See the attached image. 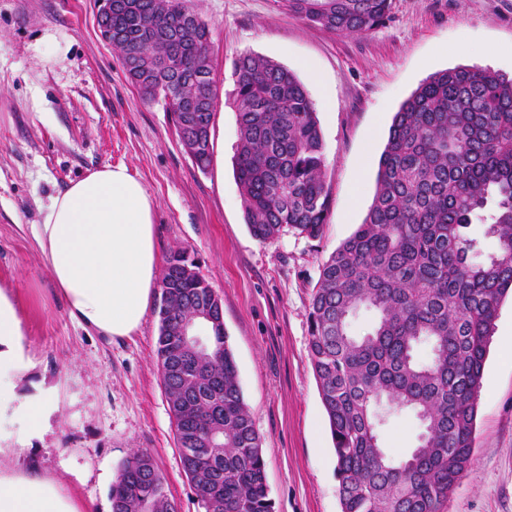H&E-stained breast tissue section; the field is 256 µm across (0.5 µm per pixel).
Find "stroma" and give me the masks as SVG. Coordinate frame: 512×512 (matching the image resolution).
<instances>
[{"instance_id": "stroma-1", "label": "stroma", "mask_w": 512, "mask_h": 512, "mask_svg": "<svg viewBox=\"0 0 512 512\" xmlns=\"http://www.w3.org/2000/svg\"><path fill=\"white\" fill-rule=\"evenodd\" d=\"M212 30L222 112L213 163L199 169L163 103L146 102L96 24V0H0V289L23 325L22 396L52 405L39 434L8 420L0 465L54 478L81 512H111L109 489L133 450L153 452L181 512H200L157 373V306L140 331L85 329L56 291L33 235L51 196L124 164L156 203L159 257L187 249L221 297L238 381L262 441L276 512H340L333 442L308 353L309 305L322 263L361 224L401 103L457 66L512 77V0H392L362 36L307 25L275 0H186ZM500 47L497 55L488 46ZM292 71L317 110L329 221L319 238L250 233L234 177L227 99L240 54ZM420 433L407 412L379 428L395 457ZM440 512H512V297L502 300L478 403L473 459Z\"/></svg>"}]
</instances>
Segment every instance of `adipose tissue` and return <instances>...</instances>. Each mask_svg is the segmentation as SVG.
<instances>
[{
  "label": "adipose tissue",
  "mask_w": 512,
  "mask_h": 512,
  "mask_svg": "<svg viewBox=\"0 0 512 512\" xmlns=\"http://www.w3.org/2000/svg\"><path fill=\"white\" fill-rule=\"evenodd\" d=\"M155 201L126 166L104 165L70 182L47 206L36 239L70 313L88 329L129 337L143 325L158 280ZM22 321L0 289V414L21 411L40 431L49 398H23L17 381L27 364ZM0 512H80L57 482L0 468Z\"/></svg>",
  "instance_id": "ef3b65f1"
}]
</instances>
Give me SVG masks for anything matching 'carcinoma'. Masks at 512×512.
Listing matches in <instances>:
<instances>
[{
    "label": "carcinoma",
    "instance_id": "obj_1",
    "mask_svg": "<svg viewBox=\"0 0 512 512\" xmlns=\"http://www.w3.org/2000/svg\"><path fill=\"white\" fill-rule=\"evenodd\" d=\"M306 24L366 35L392 0H276ZM155 40L124 67L149 102L164 101L188 135L196 166L209 162L219 104L211 30L184 0H112V45ZM178 56L185 69L161 64ZM230 97L239 143L235 174L251 234L284 229L318 238L330 213L315 105L283 65L253 54L235 61ZM472 224L497 250L477 262ZM183 251L169 254L160 282L157 362L175 423L183 472L202 512H275L261 440L244 401L214 290ZM512 293V78L458 66L423 81L395 113L380 155L374 198L362 224L322 264L310 312L308 350L336 458L340 512H440L471 464L487 346L502 299ZM214 308L210 349L178 353L179 321ZM361 306L377 321L353 336ZM429 358L418 357L420 346ZM192 401L196 410L182 414ZM408 411L421 433L399 459L383 448L378 408ZM223 444L210 453L209 434ZM111 512H175L153 455L120 466Z\"/></svg>",
    "mask_w": 512,
    "mask_h": 512
}]
</instances>
